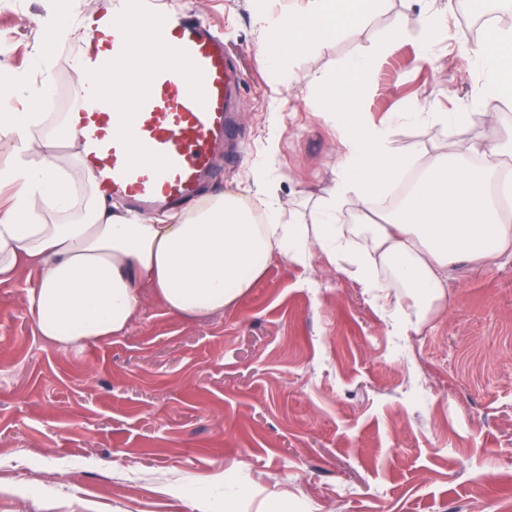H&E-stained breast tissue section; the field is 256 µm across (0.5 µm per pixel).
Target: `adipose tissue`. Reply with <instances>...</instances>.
Segmentation results:
<instances>
[{
    "label": "adipose tissue",
    "mask_w": 512,
    "mask_h": 512,
    "mask_svg": "<svg viewBox=\"0 0 512 512\" xmlns=\"http://www.w3.org/2000/svg\"><path fill=\"white\" fill-rule=\"evenodd\" d=\"M380 0H307L302 13L275 16L259 10L256 23L275 35L280 54L293 55L359 23ZM79 31L74 18L57 13L43 23L35 51L39 88L28 75L0 70V80L30 92L28 110L0 109V136L12 143L13 165L0 168V189L12 191L0 209V284L28 269L35 275L25 294L37 331L49 344L79 348L126 335L150 286L166 307L202 318L245 294L276 255L305 262L320 252L380 307L393 331L419 333L446 301L453 267L512 256V124L485 114L489 141L472 140L467 112L435 113L448 126V152L422 162L395 152L392 125L369 124L364 87L376 58L352 59L328 82L327 106L345 151L336 184L309 211L283 215L264 174L251 191L264 199L263 217L240 196L221 194L194 202L173 222L113 207L95 184L76 194L67 168L80 159L69 125L41 134L37 108L53 83L47 68L60 43ZM469 69L481 72L488 91H512V30H491L484 44L465 49ZM418 176L396 210L381 223L348 226L338 216L348 200L359 213L373 211L378 196L400 182L409 167Z\"/></svg>",
    "instance_id": "adipose-tissue-1"
}]
</instances>
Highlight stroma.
<instances>
[{
	"label": "stroma",
	"instance_id": "35a3bbf8",
	"mask_svg": "<svg viewBox=\"0 0 512 512\" xmlns=\"http://www.w3.org/2000/svg\"><path fill=\"white\" fill-rule=\"evenodd\" d=\"M230 31L243 68L241 157L206 194L240 193L266 171L283 212L334 185L341 133L322 81L352 58L378 60L369 123L428 157L448 146L436 112L494 111L462 0H383L325 44L268 62L248 0H181ZM58 0H0V64L27 70ZM439 11L425 43L421 10ZM401 36L388 43L392 25ZM78 43L51 58L64 114ZM407 112L423 113L416 124ZM32 276L0 284V512H197L223 471L249 490L238 512H512V259L457 267L448 303L413 336L322 254L276 256L263 277L204 319L169 312L152 289L126 335L82 350L46 343L23 299Z\"/></svg>",
	"mask_w": 512,
	"mask_h": 512
}]
</instances>
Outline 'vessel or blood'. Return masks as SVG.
Instances as JSON below:
<instances>
[{"instance_id":"1","label":"vessel or blood","mask_w":512,"mask_h":512,"mask_svg":"<svg viewBox=\"0 0 512 512\" xmlns=\"http://www.w3.org/2000/svg\"><path fill=\"white\" fill-rule=\"evenodd\" d=\"M147 26L137 41L134 22ZM77 55L83 77L68 104L82 163L114 204L168 211L200 197L238 126L242 77L224 34L168 0H98ZM143 78L133 104L101 100L99 80L116 61Z\"/></svg>"}]
</instances>
